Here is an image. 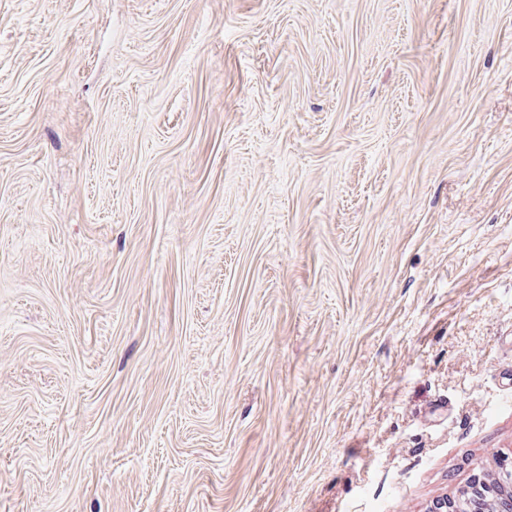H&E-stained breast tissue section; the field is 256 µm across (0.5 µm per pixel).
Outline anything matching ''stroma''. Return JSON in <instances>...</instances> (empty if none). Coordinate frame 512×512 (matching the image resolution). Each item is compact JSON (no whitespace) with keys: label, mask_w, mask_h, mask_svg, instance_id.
I'll return each mask as SVG.
<instances>
[{"label":"stroma","mask_w":512,"mask_h":512,"mask_svg":"<svg viewBox=\"0 0 512 512\" xmlns=\"http://www.w3.org/2000/svg\"><path fill=\"white\" fill-rule=\"evenodd\" d=\"M511 365L512 0H0V512H428Z\"/></svg>","instance_id":"1"}]
</instances>
